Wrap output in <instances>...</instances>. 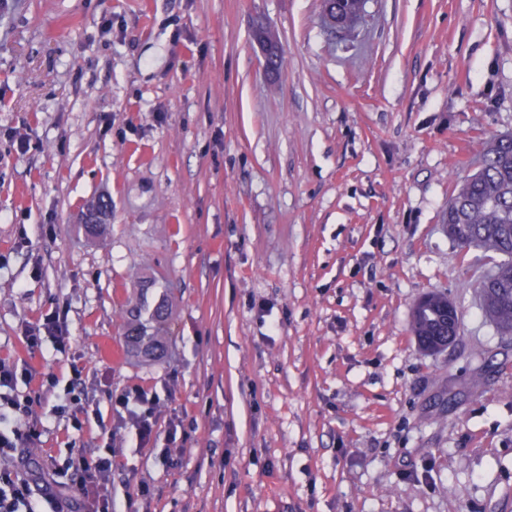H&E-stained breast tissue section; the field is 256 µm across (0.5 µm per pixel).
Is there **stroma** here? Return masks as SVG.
<instances>
[{"label":"stroma","mask_w":512,"mask_h":512,"mask_svg":"<svg viewBox=\"0 0 512 512\" xmlns=\"http://www.w3.org/2000/svg\"><path fill=\"white\" fill-rule=\"evenodd\" d=\"M368 11L341 42L322 0H0V357L31 371L25 478L108 433L118 512H512V336L475 288L496 255L443 224L476 141L512 135V0ZM149 268L170 346L105 360ZM427 293L461 318L436 353L411 330ZM58 308L67 352L27 351ZM74 364L100 411L79 431L57 410ZM133 386L164 399L146 446L112 412ZM254 35L255 41L261 49L266 70L273 72L272 66L278 60L280 53L279 65L283 63V55L279 43H271L262 30H259L257 34L254 32Z\"/></svg>","instance_id":"35a3bbf8"}]
</instances>
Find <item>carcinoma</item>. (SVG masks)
<instances>
[{"mask_svg": "<svg viewBox=\"0 0 512 512\" xmlns=\"http://www.w3.org/2000/svg\"><path fill=\"white\" fill-rule=\"evenodd\" d=\"M336 16L366 9L365 0H332ZM480 168L457 188L444 221L460 246L479 244L501 260L477 283L481 307L505 334H512V136L478 144ZM448 298L434 295L414 308L412 330L420 343L439 331ZM118 316L129 354L150 361L169 344L174 323V299L155 276H145L137 295L119 305Z\"/></svg>", "mask_w": 512, "mask_h": 512, "instance_id": "carcinoma-1", "label": "carcinoma"}]
</instances>
